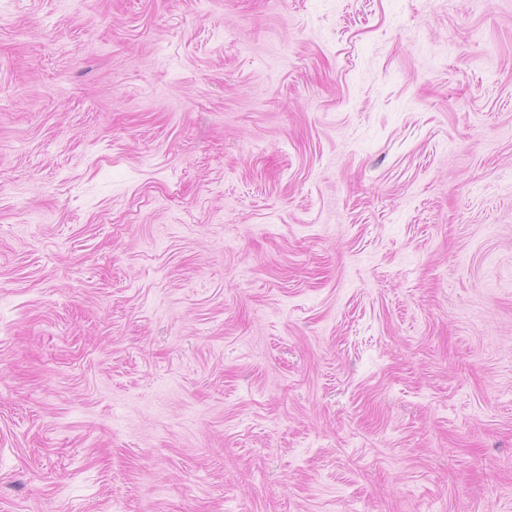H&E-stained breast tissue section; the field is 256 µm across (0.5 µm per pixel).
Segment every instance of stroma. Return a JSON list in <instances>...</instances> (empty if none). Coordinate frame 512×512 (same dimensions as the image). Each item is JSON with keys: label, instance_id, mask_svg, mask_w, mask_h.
Here are the masks:
<instances>
[{"label": "stroma", "instance_id": "1", "mask_svg": "<svg viewBox=\"0 0 512 512\" xmlns=\"http://www.w3.org/2000/svg\"><path fill=\"white\" fill-rule=\"evenodd\" d=\"M0 512H512V0H0Z\"/></svg>", "mask_w": 512, "mask_h": 512}]
</instances>
